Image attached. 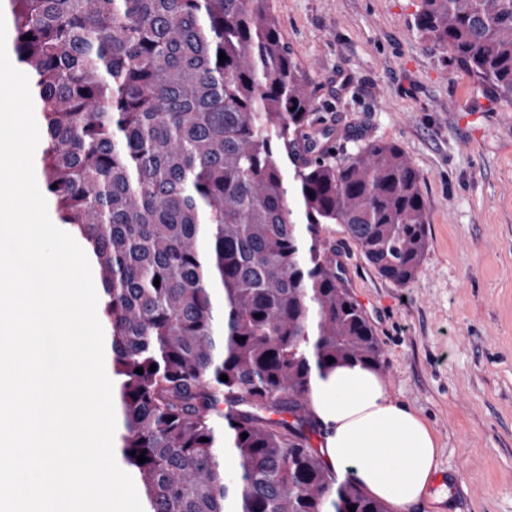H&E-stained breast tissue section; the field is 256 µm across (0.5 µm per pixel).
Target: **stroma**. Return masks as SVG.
<instances>
[{"label":"stroma","instance_id":"stroma-1","mask_svg":"<svg viewBox=\"0 0 512 512\" xmlns=\"http://www.w3.org/2000/svg\"><path fill=\"white\" fill-rule=\"evenodd\" d=\"M419 0H271L322 122L399 145L423 177L420 272L381 278L339 225L353 296L384 352L389 396L439 447L418 512H512V100L482 88L413 25Z\"/></svg>","mask_w":512,"mask_h":512}]
</instances>
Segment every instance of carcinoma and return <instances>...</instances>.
Returning a JSON list of instances; mask_svg holds the SVG:
<instances>
[{
	"label": "carcinoma",
	"instance_id": "1",
	"mask_svg": "<svg viewBox=\"0 0 512 512\" xmlns=\"http://www.w3.org/2000/svg\"><path fill=\"white\" fill-rule=\"evenodd\" d=\"M5 5L43 187L103 287L115 448L144 512H388L312 445L309 397L316 372L384 366L324 234L411 283L429 242L410 158L332 153L270 0ZM415 27L512 100V0H420Z\"/></svg>",
	"mask_w": 512,
	"mask_h": 512
}]
</instances>
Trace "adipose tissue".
Masks as SVG:
<instances>
[{
  "mask_svg": "<svg viewBox=\"0 0 512 512\" xmlns=\"http://www.w3.org/2000/svg\"><path fill=\"white\" fill-rule=\"evenodd\" d=\"M310 400L330 464L352 465L369 495L394 512H414L437 468V442L428 425L389 397L375 370L357 364L315 376Z\"/></svg>",
  "mask_w": 512,
  "mask_h": 512,
  "instance_id": "adipose-tissue-1",
  "label": "adipose tissue"
}]
</instances>
